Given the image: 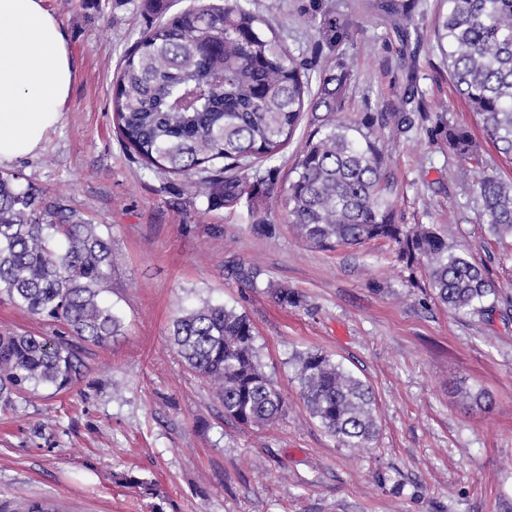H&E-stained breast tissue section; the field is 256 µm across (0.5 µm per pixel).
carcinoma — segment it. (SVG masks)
<instances>
[{"instance_id":"carcinoma-1","label":"carcinoma","mask_w":512,"mask_h":512,"mask_svg":"<svg viewBox=\"0 0 512 512\" xmlns=\"http://www.w3.org/2000/svg\"><path fill=\"white\" fill-rule=\"evenodd\" d=\"M378 8L397 19L408 38L417 28L403 0ZM339 46L349 25L318 26ZM437 48L448 63L456 94L479 113L487 139L512 154V0H442L434 17ZM350 78L344 63L319 75L312 90L310 64L280 39L250 0L186 8L143 33L126 54L112 98V123L121 141L147 168L183 176L190 193L212 204L248 211L275 190L277 158L306 112L317 127L297 152L281 198L298 237L332 250L371 240L397 246L398 260L422 265L433 298L457 314L493 310L498 289L484 271L432 224L408 227L396 216L390 138L409 133L414 113L405 106L415 90L387 112L359 120L336 118ZM456 154L479 161V145L464 128L434 127ZM224 160L217 173L194 179L202 165ZM481 219L489 232L512 238V183L496 173L478 182ZM112 251L98 225L64 198L21 185V175L0 176V296L35 316L60 322L66 335L0 334V406L13 407L39 388L61 392L81 373L72 339L104 345L123 334L122 319L100 299L112 278ZM235 278L256 286L262 270L240 263ZM281 306H296L298 292L270 291ZM173 343L188 367L219 387L224 415L242 425L276 421L285 400L262 371L249 315L204 301L177 317ZM301 399L323 430L344 448H369L377 434L371 388L326 353L295 356ZM0 512H61L52 502L0 499Z\"/></svg>"}]
</instances>
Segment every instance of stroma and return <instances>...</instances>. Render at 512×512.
Returning a JSON list of instances; mask_svg holds the SVG:
<instances>
[{
	"label": "stroma",
	"mask_w": 512,
	"mask_h": 512,
	"mask_svg": "<svg viewBox=\"0 0 512 512\" xmlns=\"http://www.w3.org/2000/svg\"><path fill=\"white\" fill-rule=\"evenodd\" d=\"M75 68L70 99L37 154L0 164L62 196L98 224L112 249L103 299L126 330L83 344L68 390H39L0 407V496L47 499L63 512H512V242L480 221L483 170L512 180V157L485 140L482 120L453 92L435 45L437 0H414L408 42L371 0H252L286 45L316 70L349 66L344 117L398 103L409 85L426 119L391 144L401 223L435 224L466 248L499 290L486 314L439 306L423 270L395 244L325 250L289 227L278 195L249 212L211 206L183 178L155 174L112 124V93L126 53L162 16L144 0H49ZM350 24L341 50L316 23ZM445 122L480 141L482 164L431 135ZM259 266L258 287L232 268ZM301 296L282 307L269 285ZM210 300L252 318L264 372L288 407L273 423L225 417L216 389L169 343L186 308ZM55 335L58 322L0 299V333ZM319 349L373 389L378 434L342 448L299 399L293 357ZM484 392L482 403L460 389ZM143 487L122 483L124 474Z\"/></svg>",
	"instance_id": "stroma-1"
}]
</instances>
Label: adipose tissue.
Segmentation results:
<instances>
[{"label":"adipose tissue","mask_w":512,"mask_h":512,"mask_svg":"<svg viewBox=\"0 0 512 512\" xmlns=\"http://www.w3.org/2000/svg\"><path fill=\"white\" fill-rule=\"evenodd\" d=\"M47 0H0V163L36 153L74 80L66 34Z\"/></svg>","instance_id":"1"}]
</instances>
